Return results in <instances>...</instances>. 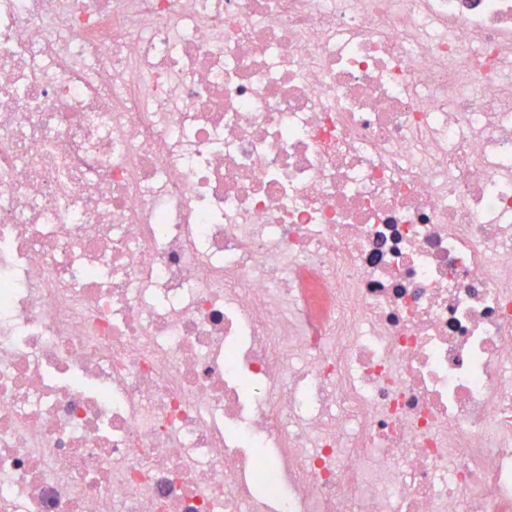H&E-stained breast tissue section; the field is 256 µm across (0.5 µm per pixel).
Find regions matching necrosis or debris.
I'll return each mask as SVG.
<instances>
[{
    "label": "necrosis or debris",
    "mask_w": 512,
    "mask_h": 512,
    "mask_svg": "<svg viewBox=\"0 0 512 512\" xmlns=\"http://www.w3.org/2000/svg\"><path fill=\"white\" fill-rule=\"evenodd\" d=\"M0 512H512V0H0Z\"/></svg>",
    "instance_id": "1"
}]
</instances>
